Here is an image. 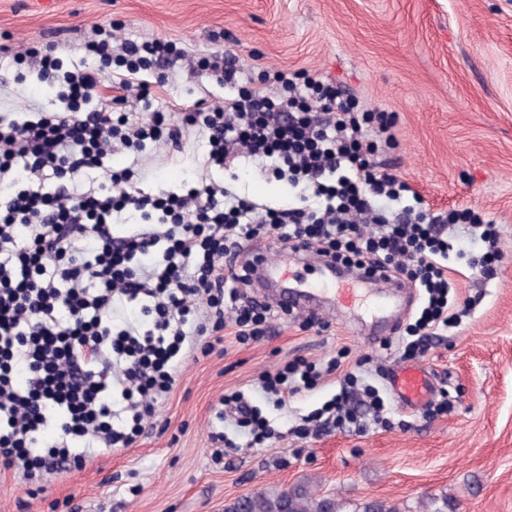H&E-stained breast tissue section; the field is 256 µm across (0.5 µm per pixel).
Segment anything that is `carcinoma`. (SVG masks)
Segmentation results:
<instances>
[{
    "label": "carcinoma",
    "instance_id": "cac0c4a2",
    "mask_svg": "<svg viewBox=\"0 0 512 512\" xmlns=\"http://www.w3.org/2000/svg\"><path fill=\"white\" fill-rule=\"evenodd\" d=\"M225 512H340V506L336 499L321 496L306 484H297L287 491L260 492Z\"/></svg>",
    "mask_w": 512,
    "mask_h": 512
}]
</instances>
